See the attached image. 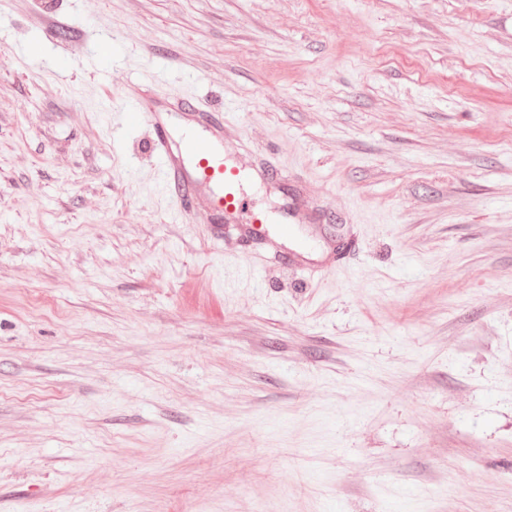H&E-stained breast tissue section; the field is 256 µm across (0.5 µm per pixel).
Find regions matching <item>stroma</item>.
I'll list each match as a JSON object with an SVG mask.
<instances>
[{
	"mask_svg": "<svg viewBox=\"0 0 512 512\" xmlns=\"http://www.w3.org/2000/svg\"><path fill=\"white\" fill-rule=\"evenodd\" d=\"M0 512H512V0H0ZM153 149L162 160V179L170 193L174 211L180 216L193 199L198 184H212L220 189L213 204L218 210L237 211L244 202L239 193L240 171L224 164L209 144L196 136L182 141V151L192 162V174L185 168L181 152L175 155L167 131L154 123Z\"/></svg>",
	"mask_w": 512,
	"mask_h": 512,
	"instance_id": "35a3bbf8",
	"label": "stroma"
}]
</instances>
